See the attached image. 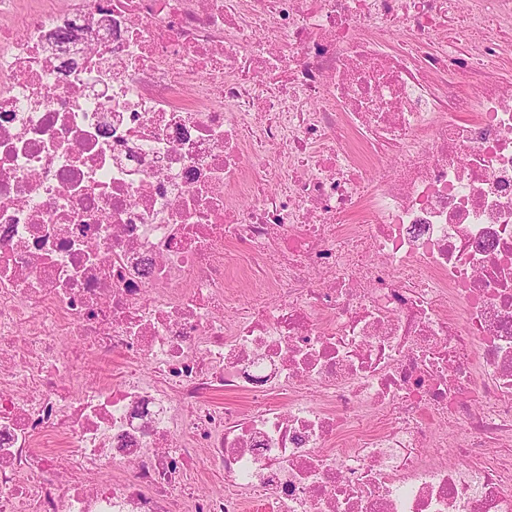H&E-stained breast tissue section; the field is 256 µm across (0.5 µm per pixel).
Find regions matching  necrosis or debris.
<instances>
[{"mask_svg": "<svg viewBox=\"0 0 512 512\" xmlns=\"http://www.w3.org/2000/svg\"><path fill=\"white\" fill-rule=\"evenodd\" d=\"M55 2L0 0V512H512V0Z\"/></svg>", "mask_w": 512, "mask_h": 512, "instance_id": "1", "label": "necrosis or debris"}]
</instances>
